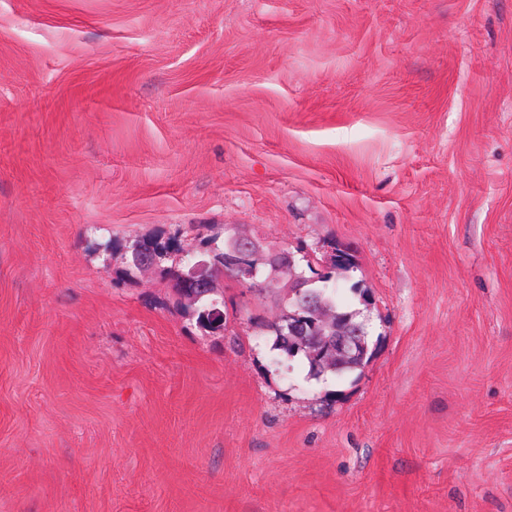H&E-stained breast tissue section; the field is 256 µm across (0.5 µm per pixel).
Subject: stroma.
<instances>
[{
	"label": "stroma",
	"instance_id": "1",
	"mask_svg": "<svg viewBox=\"0 0 512 512\" xmlns=\"http://www.w3.org/2000/svg\"><path fill=\"white\" fill-rule=\"evenodd\" d=\"M200 224L370 360L277 366L287 281L212 334L126 275ZM0 512H512V0H0Z\"/></svg>",
	"mask_w": 512,
	"mask_h": 512
}]
</instances>
